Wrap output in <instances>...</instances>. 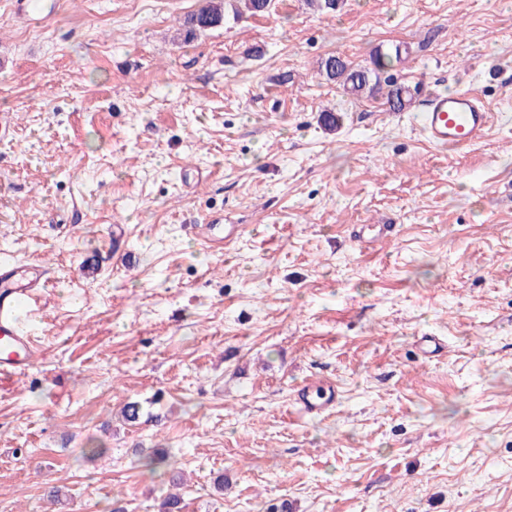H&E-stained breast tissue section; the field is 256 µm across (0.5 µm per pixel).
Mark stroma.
Here are the masks:
<instances>
[{
  "label": "stroma",
  "mask_w": 512,
  "mask_h": 512,
  "mask_svg": "<svg viewBox=\"0 0 512 512\" xmlns=\"http://www.w3.org/2000/svg\"><path fill=\"white\" fill-rule=\"evenodd\" d=\"M199 6L0 0V265L51 269L42 357L0 378V512H512V0H272L184 39ZM394 49L404 112L318 68ZM435 91L486 137L429 143ZM491 113L471 92L434 94L421 116V130L438 147L463 150L480 142L489 126ZM298 410L305 416H317L336 403L337 391L332 385L314 389L302 387L297 391Z\"/></svg>",
  "instance_id": "1"
}]
</instances>
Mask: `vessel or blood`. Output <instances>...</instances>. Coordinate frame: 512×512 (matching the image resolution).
<instances>
[{
  "label": "vessel or blood",
  "instance_id": "obj_1",
  "mask_svg": "<svg viewBox=\"0 0 512 512\" xmlns=\"http://www.w3.org/2000/svg\"><path fill=\"white\" fill-rule=\"evenodd\" d=\"M490 120L487 107L473 93L436 94L421 116V130L435 146L463 150L483 139ZM41 278L42 269L37 265L30 266L28 274L21 277L12 271L0 275V376L25 371L39 359V349L20 328L16 310L20 303L33 301ZM336 397L331 385L303 387L296 394V402L301 414L317 416L333 407Z\"/></svg>",
  "mask_w": 512,
  "mask_h": 512
}]
</instances>
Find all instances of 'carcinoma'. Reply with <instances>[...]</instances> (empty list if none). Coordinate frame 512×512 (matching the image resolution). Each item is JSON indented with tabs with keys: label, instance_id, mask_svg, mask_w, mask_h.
<instances>
[{
	"label": "carcinoma",
	"instance_id": "1",
	"mask_svg": "<svg viewBox=\"0 0 512 512\" xmlns=\"http://www.w3.org/2000/svg\"><path fill=\"white\" fill-rule=\"evenodd\" d=\"M226 0H202V6L183 24L186 38H192L200 30L224 23ZM321 71L330 81H335L353 96L385 95L386 103L393 112L404 111L413 100L410 87L397 83L388 74L390 55L376 52L371 57V66H354L344 58L330 54L321 62Z\"/></svg>",
	"mask_w": 512,
	"mask_h": 512
}]
</instances>
